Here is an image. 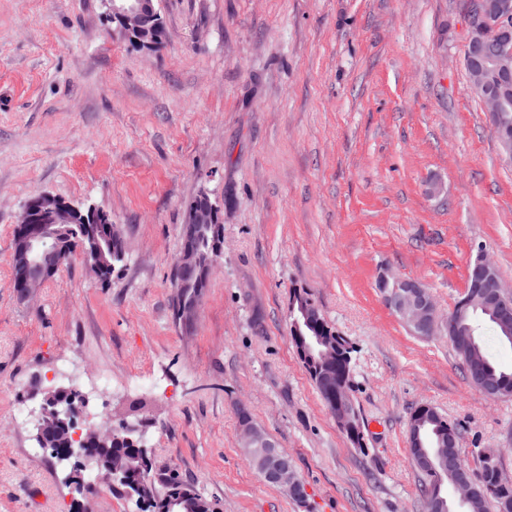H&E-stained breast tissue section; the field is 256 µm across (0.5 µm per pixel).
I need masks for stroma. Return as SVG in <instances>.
I'll return each mask as SVG.
<instances>
[{
  "label": "stroma",
  "mask_w": 512,
  "mask_h": 512,
  "mask_svg": "<svg viewBox=\"0 0 512 512\" xmlns=\"http://www.w3.org/2000/svg\"><path fill=\"white\" fill-rule=\"evenodd\" d=\"M162 46L130 45L102 0H0V512H72V465L15 422L33 376L110 373L82 421L149 419L144 446L219 512H426L410 461L420 405L464 462L500 448L512 398L472 387L447 339L415 336L377 288H427L441 315L485 251L512 291V160L464 66L467 0H158ZM47 192L109 214L127 259L99 281L73 255L31 300L13 232ZM224 209V254L192 326L173 317L188 204ZM308 289L352 344L366 446L336 425L289 336ZM147 379L144 387L135 386ZM246 404L292 459L298 505L249 465ZM38 272L36 268L32 266H26L12 260V285H15L18 281L23 280L28 275ZM41 288V276L35 274L32 277L21 281L15 290L16 295L22 300H28L38 293Z\"/></svg>",
  "instance_id": "stroma-1"
}]
</instances>
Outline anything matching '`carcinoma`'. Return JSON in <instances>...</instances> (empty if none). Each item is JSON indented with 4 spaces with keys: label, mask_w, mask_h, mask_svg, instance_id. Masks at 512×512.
Listing matches in <instances>:
<instances>
[{
    "label": "carcinoma",
    "mask_w": 512,
    "mask_h": 512,
    "mask_svg": "<svg viewBox=\"0 0 512 512\" xmlns=\"http://www.w3.org/2000/svg\"><path fill=\"white\" fill-rule=\"evenodd\" d=\"M58 228L61 241L71 249L81 251L97 264L95 275L101 281L107 280L116 267L126 260L124 239L119 228L112 223L86 224L77 215L73 223L60 224ZM222 228V224H213L196 237L182 235L181 249H191L196 256V262L183 272L181 281L173 283L178 304L185 310L192 309L193 303L200 301L208 288L213 267L210 258L221 242ZM315 309L316 305L308 290H293L288 307L289 322H297L298 327L289 328V333L298 358L325 404L334 412L341 392L352 390L353 347ZM461 311L464 312L463 324L470 336H450L448 340L465 369L469 383L473 386L481 381L494 383L499 388L498 397L511 398L512 371L490 362L480 342L478 330L486 322L500 341L512 346V337L506 335V331L512 332V316L504 320L481 309L465 308L460 300L453 313ZM80 401V393L74 388L68 394L53 398L57 406L71 408L74 417L77 416ZM40 447L51 451L50 457L54 459H65L62 449L67 447V442L60 431L44 437ZM140 447V441L135 435L121 431L112 435L111 448L106 451V454L128 462V479L143 485L142 494L138 496L140 512H169L170 501L180 497L183 498V505L179 512H214L215 503L182 480L178 473L154 468ZM474 474L481 480V497L472 501L465 512H512V485H501L495 471L487 469L482 459L478 460Z\"/></svg>",
    "instance_id": "1"
}]
</instances>
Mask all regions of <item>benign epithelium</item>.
<instances>
[{"label": "benign epithelium", "mask_w": 512, "mask_h": 512, "mask_svg": "<svg viewBox=\"0 0 512 512\" xmlns=\"http://www.w3.org/2000/svg\"><path fill=\"white\" fill-rule=\"evenodd\" d=\"M153 0H104L107 13L112 15V23L132 44L150 49L156 46L162 24L154 11ZM468 39L465 65L468 69L472 90L483 101L485 110L492 120V130L500 137L503 152L512 159V137L503 130L501 113L507 111L505 101L512 80V0H474L469 5ZM78 210V207L57 196L40 193L29 199L23 206L17 223L24 227L21 237L26 243L27 257H32L33 249L51 246L45 257L48 269L59 268L73 255L67 246L62 244L55 234L54 226L68 221L67 211ZM223 219L221 209L209 202L187 213V222L193 228L201 224H214ZM381 288L386 291L387 305L397 314L409 316V322L419 329L442 327L447 332H456L454 316L446 319L439 317L436 305L429 293L421 284L395 276L385 270L379 276ZM41 288V276L38 274L21 281L15 290L22 300H28ZM502 285L496 278V270L486 259L484 251H479L472 270L471 282L465 300V306L479 304L486 309L512 312V301L507 302L501 295ZM59 389H48L44 392L35 422L38 435H43L49 426L62 427L69 441L68 451L82 453L88 441L103 435L112 436V425H89L85 428H73L74 420L64 408L49 409L47 398L55 395ZM437 411L422 405L418 412L410 417L409 447L415 449L423 458H428L421 439V428L425 422L432 420ZM434 435L440 445L441 459L448 460V474L454 477L455 490L461 501H469L479 493L478 481L470 468L463 464L460 457H453L450 448L454 443L448 436L443 425L434 427ZM265 454L273 462L267 478L280 484H287L292 494L302 500L307 498L306 485L296 477L290 458L277 448L274 441L263 442Z\"/></svg>", "instance_id": "7a95c632"}]
</instances>
